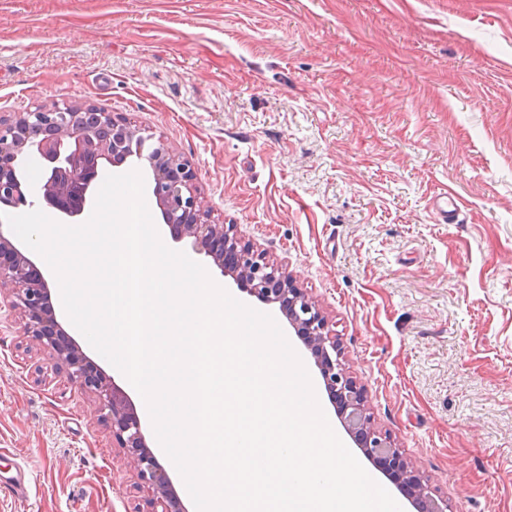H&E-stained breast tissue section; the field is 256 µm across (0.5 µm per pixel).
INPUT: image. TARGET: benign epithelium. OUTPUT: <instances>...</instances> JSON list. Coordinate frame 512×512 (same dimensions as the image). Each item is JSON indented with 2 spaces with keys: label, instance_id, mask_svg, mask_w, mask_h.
Instances as JSON below:
<instances>
[{
  "label": "benign epithelium",
  "instance_id": "obj_1",
  "mask_svg": "<svg viewBox=\"0 0 512 512\" xmlns=\"http://www.w3.org/2000/svg\"><path fill=\"white\" fill-rule=\"evenodd\" d=\"M128 119L90 103L40 107L0 115V204H31L29 183L18 165L32 156L45 168L38 179L47 207L77 223L93 203L100 172L130 157L145 159L152 172V195L172 239H189L194 250L213 259L231 278L265 304H277L301 337L339 414L357 437L362 453L394 483L416 512H448V499L435 493L419 469L375 426L364 404V389L348 373L336 331L316 304L283 268L241 241L234 225L210 219L191 165L163 140L151 143ZM9 290V309L23 319V335L47 350L56 373L91 393L102 422L126 449L137 472L135 493H147L136 512H182L171 477L148 445L142 420L127 391L90 359L58 320L48 279L20 245L11 228L0 225V289Z\"/></svg>",
  "mask_w": 512,
  "mask_h": 512
}]
</instances>
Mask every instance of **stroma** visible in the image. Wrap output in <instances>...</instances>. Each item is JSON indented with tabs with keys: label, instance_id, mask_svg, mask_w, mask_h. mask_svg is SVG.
<instances>
[{
	"label": "stroma",
	"instance_id": "35a3bbf8",
	"mask_svg": "<svg viewBox=\"0 0 512 512\" xmlns=\"http://www.w3.org/2000/svg\"><path fill=\"white\" fill-rule=\"evenodd\" d=\"M74 100L190 162L452 512H512V0H0V114ZM53 365L0 310V512H133Z\"/></svg>",
	"mask_w": 512,
	"mask_h": 512
}]
</instances>
